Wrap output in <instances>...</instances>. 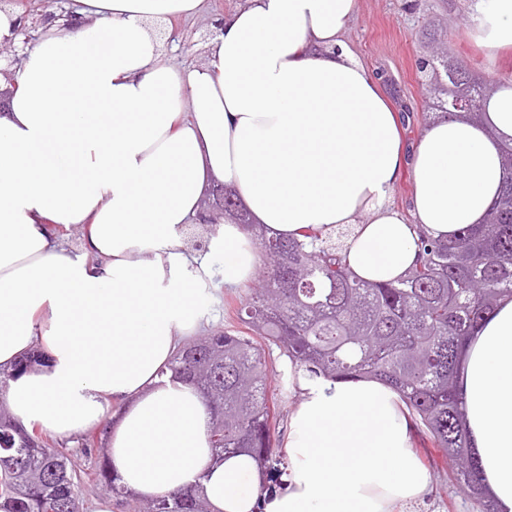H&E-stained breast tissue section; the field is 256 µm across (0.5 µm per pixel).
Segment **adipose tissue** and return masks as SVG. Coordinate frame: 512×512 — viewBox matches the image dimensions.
Masks as SVG:
<instances>
[{"label":"adipose tissue","mask_w":512,"mask_h":512,"mask_svg":"<svg viewBox=\"0 0 512 512\" xmlns=\"http://www.w3.org/2000/svg\"><path fill=\"white\" fill-rule=\"evenodd\" d=\"M204 0H75L79 23L43 27L0 107V367L31 351L7 407L59 440L107 426V453L140 498L192 489L213 512H254L244 455L216 456L193 386L161 380L201 331L212 258L225 287L252 280L255 242L228 221L194 251L184 232L213 188L232 186L254 223L292 237L356 225L346 263L386 282L418 258L416 225L445 241L482 223L512 141V77L479 119H438L414 148L344 36L356 0H242L205 64L178 68L154 23ZM489 55L512 48V0L476 8ZM410 212L391 202L403 172ZM82 230L80 251L60 229ZM288 475L264 512H410L432 491L398 392L374 380L288 375ZM468 448L498 512H512V299L465 341L457 387ZM113 412H106V405Z\"/></svg>","instance_id":"1"}]
</instances>
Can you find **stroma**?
<instances>
[{"label": "stroma", "instance_id": "35a3bbf8", "mask_svg": "<svg viewBox=\"0 0 512 512\" xmlns=\"http://www.w3.org/2000/svg\"><path fill=\"white\" fill-rule=\"evenodd\" d=\"M239 2L207 0V10L198 18L158 24L157 35L172 61L184 67L204 64L216 20L231 14ZM475 3L476 0H356V19L346 40L359 62L380 76L384 95L403 117L407 142L417 141L426 123L441 110L439 100L428 96L431 72L421 67L427 52V35L439 19H456L457 26L448 37V54L467 64L477 78L489 80L512 74V51L489 57L469 36V14ZM248 294L245 287H223L217 296H204L201 310L210 327L242 329L238 312ZM265 357L269 383L279 402L278 431L284 436L296 403L285 375L288 361L272 345L266 347ZM415 448L435 487L434 495L422 504V512H475L471 500L449 483L441 451L421 434L415 439Z\"/></svg>", "mask_w": 512, "mask_h": 512}]
</instances>
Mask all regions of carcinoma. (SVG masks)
Wrapping results in <instances>:
<instances>
[{
	"instance_id": "1",
	"label": "carcinoma",
	"mask_w": 512,
	"mask_h": 512,
	"mask_svg": "<svg viewBox=\"0 0 512 512\" xmlns=\"http://www.w3.org/2000/svg\"><path fill=\"white\" fill-rule=\"evenodd\" d=\"M429 38L428 66L447 83L436 85L453 103L477 112L490 91L444 47L451 25L438 22ZM504 179L484 223L449 241L420 234V259L402 279L363 281L342 261L353 228L327 233L307 228L299 237L246 229L268 259L264 284L252 289L241 311L247 329L276 346L292 365L315 376L381 380L399 392L415 426L448 459L450 480L476 512H496L483 492L478 465L467 450L466 421L457 393L459 352L483 315L512 298V144L502 147ZM173 378L196 387L211 411V445L226 455L251 454L266 489L276 484L270 465L275 448V408L270 406L267 364L252 336L214 329L187 342L173 358ZM98 480L130 512H211L208 501L186 492L152 499L128 493L99 461L84 468L43 433L13 422L0 402V509L4 512H79L76 488Z\"/></svg>"
}]
</instances>
